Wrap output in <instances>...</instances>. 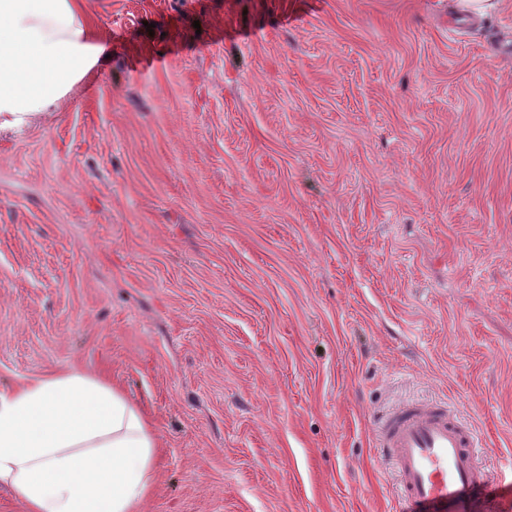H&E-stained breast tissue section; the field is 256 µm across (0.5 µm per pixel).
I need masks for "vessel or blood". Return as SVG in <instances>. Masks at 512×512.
I'll return each instance as SVG.
<instances>
[{
  "label": "vessel or blood",
  "instance_id": "b4317fda",
  "mask_svg": "<svg viewBox=\"0 0 512 512\" xmlns=\"http://www.w3.org/2000/svg\"><path fill=\"white\" fill-rule=\"evenodd\" d=\"M379 444L398 477L400 512H461L481 503L497 512L512 478L478 464L468 421L443 404H403L380 417Z\"/></svg>",
  "mask_w": 512,
  "mask_h": 512
}]
</instances>
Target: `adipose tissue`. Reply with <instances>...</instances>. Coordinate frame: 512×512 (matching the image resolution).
I'll return each mask as SVG.
<instances>
[{
	"label": "adipose tissue",
	"instance_id": "ef3b65f1",
	"mask_svg": "<svg viewBox=\"0 0 512 512\" xmlns=\"http://www.w3.org/2000/svg\"><path fill=\"white\" fill-rule=\"evenodd\" d=\"M103 51L80 0H0V124L55 111ZM157 446L142 412L94 374L0 392V485L25 512H138Z\"/></svg>",
	"mask_w": 512,
	"mask_h": 512
}]
</instances>
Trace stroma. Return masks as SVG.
Instances as JSON below:
<instances>
[{"label": "stroma", "mask_w": 512, "mask_h": 512, "mask_svg": "<svg viewBox=\"0 0 512 512\" xmlns=\"http://www.w3.org/2000/svg\"><path fill=\"white\" fill-rule=\"evenodd\" d=\"M106 56L0 131V390L155 429L141 512H394L378 419L512 468V0H83Z\"/></svg>", "instance_id": "obj_1"}]
</instances>
